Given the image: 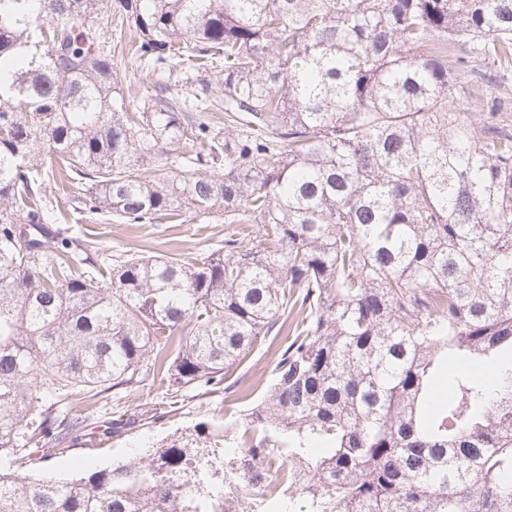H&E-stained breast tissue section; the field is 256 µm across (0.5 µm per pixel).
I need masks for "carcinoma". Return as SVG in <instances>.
<instances>
[{
  "label": "carcinoma",
  "instance_id": "cac0c4a2",
  "mask_svg": "<svg viewBox=\"0 0 512 512\" xmlns=\"http://www.w3.org/2000/svg\"><path fill=\"white\" fill-rule=\"evenodd\" d=\"M486 59L512 0H0V512H512V124L457 102ZM60 174L81 216L251 231L103 266L49 230ZM287 313L242 420L17 466L103 392L220 388Z\"/></svg>",
  "mask_w": 512,
  "mask_h": 512
}]
</instances>
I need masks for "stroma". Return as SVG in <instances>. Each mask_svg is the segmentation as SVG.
<instances>
[{
    "instance_id": "1",
    "label": "stroma",
    "mask_w": 512,
    "mask_h": 512,
    "mask_svg": "<svg viewBox=\"0 0 512 512\" xmlns=\"http://www.w3.org/2000/svg\"><path fill=\"white\" fill-rule=\"evenodd\" d=\"M78 188L57 181L49 183L47 194L59 202L62 221L71 233L93 242L102 260L112 261L127 250H141L157 256H174L221 248L224 237L233 230L223 217L209 222L185 224H121L96 215L75 221L68 204L78 195ZM285 336H268L250 354L226 374L229 391L192 389L172 396L156 390L139 391L116 399L112 392L102 393L81 407L89 422L105 419L109 413L122 415L125 426L115 435L77 434L67 439L63 448H39L26 457L24 473L33 476L68 477L75 464L103 468L133 452L148 449L175 431L207 422L223 425L227 410L243 411L250 401L260 399L271 381V369Z\"/></svg>"
}]
</instances>
